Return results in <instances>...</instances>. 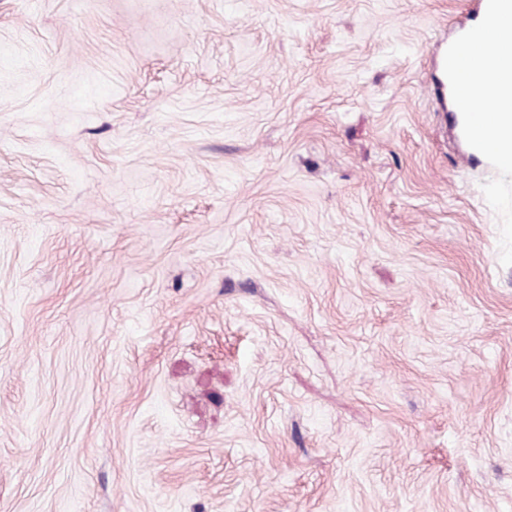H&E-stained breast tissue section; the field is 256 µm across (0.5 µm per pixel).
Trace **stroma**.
I'll use <instances>...</instances> for the list:
<instances>
[{
    "mask_svg": "<svg viewBox=\"0 0 512 512\" xmlns=\"http://www.w3.org/2000/svg\"><path fill=\"white\" fill-rule=\"evenodd\" d=\"M482 9L0 0V512H512ZM484 22L480 26L472 27L458 37L457 42L462 44V51L469 47L488 44L494 27L502 20L512 19V0H484ZM493 43L481 52L478 60L465 58L462 61L464 68L475 84L486 87L494 78L490 48Z\"/></svg>",
    "mask_w": 512,
    "mask_h": 512,
    "instance_id": "obj_1",
    "label": "stroma"
}]
</instances>
